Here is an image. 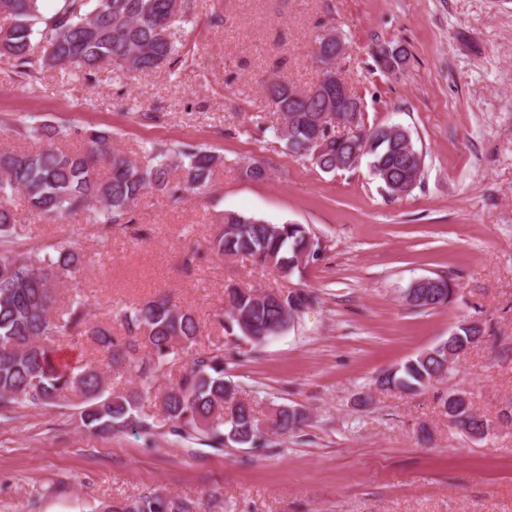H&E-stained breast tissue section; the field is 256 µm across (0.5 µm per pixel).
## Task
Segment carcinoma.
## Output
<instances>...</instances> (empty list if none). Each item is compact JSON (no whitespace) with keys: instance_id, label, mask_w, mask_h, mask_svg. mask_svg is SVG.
Returning a JSON list of instances; mask_svg holds the SVG:
<instances>
[{"instance_id":"carcinoma-1","label":"carcinoma","mask_w":512,"mask_h":512,"mask_svg":"<svg viewBox=\"0 0 512 512\" xmlns=\"http://www.w3.org/2000/svg\"><path fill=\"white\" fill-rule=\"evenodd\" d=\"M43 0H0V14L10 20L0 27V54L21 67L66 69L77 66L90 72L110 62L120 70L157 72L180 58L177 23L186 17L183 0H63L49 17ZM265 99L283 116L278 131L289 152L326 173L357 166L355 152L369 158V168L385 193L401 195L419 185L424 175L422 152L410 132L401 126L364 125L359 116L356 133L343 134L333 124L336 95L314 88L300 91L286 79L265 85ZM28 137L42 142L35 151H0V409L15 405L52 407L78 397L84 427L96 434L132 431L147 435L165 428L173 435L206 441L212 448L232 443L255 450L270 447L269 433L292 435L306 421L305 414L288 405L277 408L269 423L254 407L236 398L235 386L224 379V352L218 347L192 358L177 385L161 393L157 415L141 410L143 396L158 390L160 372L188 353L198 333L193 313L160 297L136 307H115L113 319L123 333L87 319L85 300L75 294L66 308L56 311V288L77 278L80 255L74 247L49 244L39 252L18 253L12 243L15 213L9 199L24 196L30 208L49 218L78 212L107 232L130 223L131 208L150 191L171 197L203 190L220 157L203 147L155 149L157 162L136 164L112 147V134L84 133L87 147L66 151L56 142L69 136L50 125L26 126ZM107 173L102 178L98 166ZM181 180H169L172 167ZM220 232L209 241L218 257H250L262 268L285 279L315 259L321 241L304 224H272L239 212L221 215ZM453 284L441 276L411 282L402 291L404 305L430 311L449 302ZM228 314H214L230 335L258 347L279 335L304 311L318 302L312 291L293 290L287 296L261 297L251 287L225 288ZM90 336L104 350L102 363L70 366L56 360L59 342L73 334ZM456 338L483 337V329L463 320ZM439 342L382 373L380 387L415 391L445 379L447 348ZM127 373L138 384L135 391H115L111 373ZM455 427L475 436L483 419L471 404L455 408ZM96 512H197L188 497L147 494L116 504L105 502Z\"/></svg>"}]
</instances>
